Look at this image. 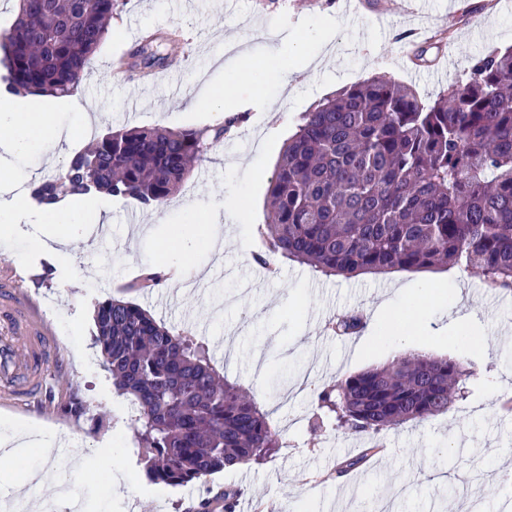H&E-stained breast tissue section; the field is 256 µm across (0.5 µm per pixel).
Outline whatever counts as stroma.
<instances>
[{
  "label": "stroma",
  "instance_id": "obj_1",
  "mask_svg": "<svg viewBox=\"0 0 512 512\" xmlns=\"http://www.w3.org/2000/svg\"><path fill=\"white\" fill-rule=\"evenodd\" d=\"M370 2L387 12L394 37L379 34L369 17L346 16L340 0H128L113 17L74 97L23 96L26 110L50 113L66 124L73 100L95 107L88 117L92 135L76 129L67 140L45 144L42 154L1 159L8 165L21 162L31 171L27 187L32 190L108 128L210 126V113L192 101L218 86L226 105H234L246 91L234 72L239 50L250 54L255 64L250 77L258 81L267 57L286 40L309 45L328 40L324 66L296 74L299 91L280 116L277 132L269 133L262 113H247L210 160L191 172L161 216L106 194L65 199L68 207L103 206L111 219L91 229L87 242L75 243L63 259L34 243L45 210L29 202L24 231L8 247L0 246V267L19 276L65 356L48 370L54 411L0 409V424L54 433L62 444L47 457L34 448L0 447V504L14 499V482L35 462L54 474L51 483L37 487L36 502L44 512H54L53 497L63 486L80 495L84 512H192L204 488L227 484L243 489V512H328L332 506L337 512H371L382 495L403 512H472L476 507L500 512L512 503V471L496 466L501 458L512 459V291L486 287L459 267L327 278L286 261L270 273L253 260L261 247L258 228L265 222L282 147L315 100L383 74L429 102L448 85L466 80L477 59L512 46V0H467L473 8L467 17L451 13L448 0H419L413 19L402 12L401 0ZM328 15L334 23L327 29L322 21ZM417 25L429 41L428 58L442 60L441 75L416 73L403 54L399 35ZM143 28L158 33L165 51L169 33L179 31L188 53L179 64L178 83L160 81L153 71L146 76L149 91L134 97L129 82L141 74L120 68L119 62L133 47L132 30ZM259 146L263 160L253 174L241 161ZM233 197L238 214L223 224L222 257L187 250L191 260L210 270L208 279L170 283L149 296L127 293V284L143 267L178 256L175 229L201 224L212 207ZM432 283L462 286L460 312L472 315L476 341L455 343L453 319L441 314L435 318V333L386 336L378 306H398L397 286L418 293ZM125 296L167 327L187 331L208 346L218 369L254 394L284 442L272 462L216 473L204 486L172 487L147 479L134 450L130 417L123 411L127 401L115 391L95 344V303ZM274 297L284 300L282 312H271ZM357 309L366 321L360 333L331 331L337 315ZM411 353L454 359L475 375L465 397L447 414L380 433L384 453L370 459L355 490H348L345 479L331 476L330 468L358 455L363 439L331 423L313 428L319 412L316 393L340 376ZM71 395L86 407L81 418L58 407ZM454 437L464 451L452 456L444 445ZM107 452L112 455L108 475L97 466Z\"/></svg>",
  "mask_w": 512,
  "mask_h": 512
}]
</instances>
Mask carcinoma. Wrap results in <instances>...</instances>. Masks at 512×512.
<instances>
[{"mask_svg":"<svg viewBox=\"0 0 512 512\" xmlns=\"http://www.w3.org/2000/svg\"><path fill=\"white\" fill-rule=\"evenodd\" d=\"M126 3L19 0L13 23L0 31V82L27 95H72ZM133 56L149 71L166 62L150 43ZM241 119L108 132L33 197L44 207L95 193L163 204ZM260 232L262 266L283 258L348 278L462 266L491 288L512 290V49L479 59L466 81L427 104L384 76L313 104L279 157ZM167 281L164 270L146 267L129 289ZM94 322L113 386L139 409L137 454L150 481L204 483L225 469L265 464L283 447L268 412L220 375L204 344L121 299L99 302ZM364 326L363 312L352 310L334 329L352 336ZM472 375L454 360L410 354L323 388L319 408L371 438L338 475L378 449L375 435L448 413ZM240 496L227 485L202 498L197 512H211L215 500L236 512Z\"/></svg>","mask_w":512,"mask_h":512,"instance_id":"1","label":"carcinoma"}]
</instances>
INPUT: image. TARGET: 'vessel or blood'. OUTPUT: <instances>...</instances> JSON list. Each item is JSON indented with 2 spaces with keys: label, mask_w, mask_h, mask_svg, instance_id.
<instances>
[{
  "label": "vessel or blood",
  "mask_w": 512,
  "mask_h": 512,
  "mask_svg": "<svg viewBox=\"0 0 512 512\" xmlns=\"http://www.w3.org/2000/svg\"><path fill=\"white\" fill-rule=\"evenodd\" d=\"M7 290L0 297V406L24 409L43 403L47 372L61 348L36 309L12 284L11 271L0 272Z\"/></svg>",
  "instance_id": "1"
}]
</instances>
